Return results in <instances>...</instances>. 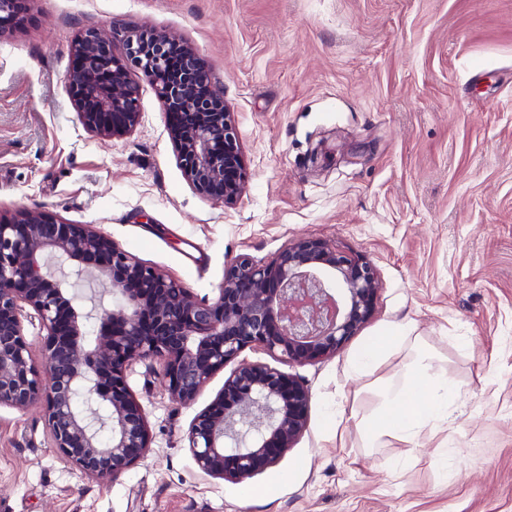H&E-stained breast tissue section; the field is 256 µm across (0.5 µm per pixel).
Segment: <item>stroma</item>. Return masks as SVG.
<instances>
[{"mask_svg": "<svg viewBox=\"0 0 512 512\" xmlns=\"http://www.w3.org/2000/svg\"><path fill=\"white\" fill-rule=\"evenodd\" d=\"M0 32V218L90 224L214 299L236 258L313 237L377 272L367 324L339 354L283 370L310 393L280 461L224 480L187 433L220 394L171 398L159 362L128 376L149 450L119 479L82 475L40 407H0V512H512V0H21ZM153 30L190 46L233 112L246 190L231 207L186 181L153 84L140 122L104 139L66 76L87 28ZM410 340L370 375L368 337ZM455 383L418 447L356 426L416 347ZM338 417L337 432L325 427ZM409 336L403 328L389 330L383 336H374L362 353L352 362L351 373L361 376L370 370L391 349L404 344Z\"/></svg>", "mask_w": 512, "mask_h": 512, "instance_id": "obj_1", "label": "stroma"}]
</instances>
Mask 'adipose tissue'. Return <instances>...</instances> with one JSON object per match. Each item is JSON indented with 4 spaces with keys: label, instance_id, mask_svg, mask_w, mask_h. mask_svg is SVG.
Returning a JSON list of instances; mask_svg holds the SVG:
<instances>
[{
    "label": "adipose tissue",
    "instance_id": "obj_1",
    "mask_svg": "<svg viewBox=\"0 0 512 512\" xmlns=\"http://www.w3.org/2000/svg\"><path fill=\"white\" fill-rule=\"evenodd\" d=\"M454 383L434 365L428 352H418L406 367L399 384L383 391L380 411L361 420L360 426L371 439L390 436L414 442L428 424L446 420L453 412Z\"/></svg>",
    "mask_w": 512,
    "mask_h": 512
}]
</instances>
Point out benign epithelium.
<instances>
[{"label": "benign epithelium", "instance_id": "obj_1", "mask_svg": "<svg viewBox=\"0 0 512 512\" xmlns=\"http://www.w3.org/2000/svg\"><path fill=\"white\" fill-rule=\"evenodd\" d=\"M89 28L78 38L67 82L84 125L103 138L139 124L134 67L156 86L169 117L179 165L197 193L232 206L245 191L238 129L193 50L171 69L161 33L124 39ZM53 258L76 280L112 286L100 331L87 329ZM378 278L365 259L301 238L267 262L241 256L224 270L212 301L137 260L89 224L24 210L0 221V406L42 407L55 448L91 478L118 479L144 457L145 414L128 383L138 361H163L170 396L191 403L210 378L248 347L307 363L340 352L369 321ZM38 320L47 374L35 366L25 322ZM310 394L296 377L262 362H242L198 414L187 440L198 467L240 481L274 466L306 431Z\"/></svg>", "mask_w": 512, "mask_h": 512}]
</instances>
